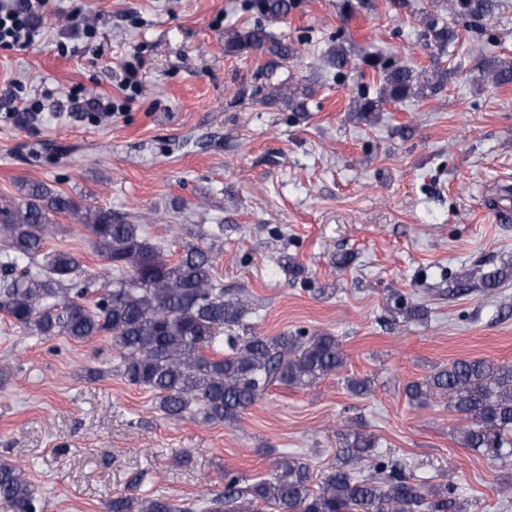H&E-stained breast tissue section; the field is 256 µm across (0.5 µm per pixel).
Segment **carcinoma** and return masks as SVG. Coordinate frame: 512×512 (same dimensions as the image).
<instances>
[{
  "label": "carcinoma",
  "mask_w": 512,
  "mask_h": 512,
  "mask_svg": "<svg viewBox=\"0 0 512 512\" xmlns=\"http://www.w3.org/2000/svg\"><path fill=\"white\" fill-rule=\"evenodd\" d=\"M265 19L225 34L224 51L251 53L286 61L296 50L267 26L288 16L292 0H253ZM423 37L442 48L455 44L458 30L431 18ZM328 66L356 69L348 51L338 46L326 56ZM365 63L383 72L381 97L403 101L426 89L441 88L447 78L369 56ZM496 86L512 84V63L490 59L485 65ZM311 89L282 84L271 92L295 112H303ZM24 201L0 208V314L28 336H66L86 342L109 336L132 385L152 390L158 408L170 420L191 414L205 423L232 422L258 402L275 383L311 387L342 369L345 360L329 332H283L277 336L223 337L224 327L238 326L247 300L224 298L215 276L211 248L184 247L178 257L166 253L147 233L104 207L83 206L42 182L21 184ZM81 225L95 240L97 254L109 263L108 281L83 266L72 253L45 251L57 217ZM512 278V266L481 275L486 293ZM448 398V409L468 420L460 433L466 448L497 457L512 445V363L459 359L437 369L423 382L406 387V395L423 403L434 395ZM341 460L313 479L309 467L280 457L268 478L251 482L224 471V491L192 502L166 496L135 500L116 496L107 512H466L459 488L433 485L405 473L374 452L372 436L355 428L337 432ZM365 464L366 477L353 466ZM0 501L12 512H40L37 490L13 465L0 462Z\"/></svg>",
  "instance_id": "obj_1"
}]
</instances>
